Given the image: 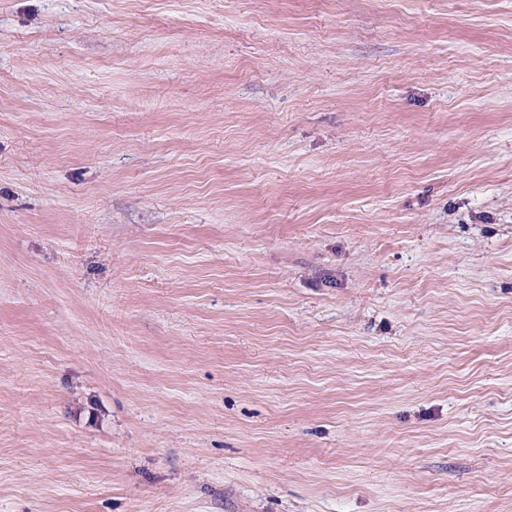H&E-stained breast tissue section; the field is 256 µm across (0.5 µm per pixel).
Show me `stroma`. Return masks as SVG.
<instances>
[{
	"instance_id": "obj_1",
	"label": "stroma",
	"mask_w": 512,
	"mask_h": 512,
	"mask_svg": "<svg viewBox=\"0 0 512 512\" xmlns=\"http://www.w3.org/2000/svg\"><path fill=\"white\" fill-rule=\"evenodd\" d=\"M0 512H512V0H0Z\"/></svg>"
}]
</instances>
